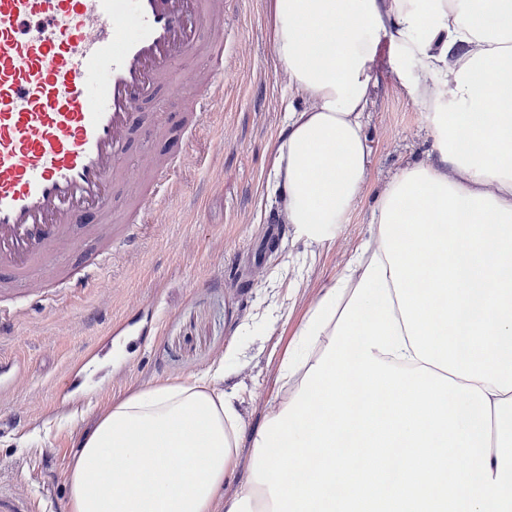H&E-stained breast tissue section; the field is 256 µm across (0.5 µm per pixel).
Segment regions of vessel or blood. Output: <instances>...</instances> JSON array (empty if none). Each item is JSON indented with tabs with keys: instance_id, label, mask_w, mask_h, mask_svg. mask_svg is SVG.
<instances>
[{
	"instance_id": "vessel-or-blood-1",
	"label": "vessel or blood",
	"mask_w": 512,
	"mask_h": 512,
	"mask_svg": "<svg viewBox=\"0 0 512 512\" xmlns=\"http://www.w3.org/2000/svg\"><path fill=\"white\" fill-rule=\"evenodd\" d=\"M224 0H0V272L29 280L0 289V333L15 305L39 297L30 281L48 252L75 244L74 226L94 215L91 238L111 253L113 238L135 245L144 214L167 194L181 153L141 160L135 196L120 160L132 137L150 142L162 122H140L155 93L190 102L189 129L202 125L224 89V41L201 33ZM207 48L213 65L192 92L171 75L181 58ZM121 212L118 231L107 228ZM0 512H39L30 497L0 490Z\"/></svg>"
}]
</instances>
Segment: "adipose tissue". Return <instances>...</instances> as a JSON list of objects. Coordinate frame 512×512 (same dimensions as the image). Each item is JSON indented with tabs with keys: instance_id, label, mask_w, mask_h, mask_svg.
Here are the masks:
<instances>
[{
	"instance_id": "ef3b65f1",
	"label": "adipose tissue",
	"mask_w": 512,
	"mask_h": 512,
	"mask_svg": "<svg viewBox=\"0 0 512 512\" xmlns=\"http://www.w3.org/2000/svg\"><path fill=\"white\" fill-rule=\"evenodd\" d=\"M265 12L300 100L272 161L296 239L333 244L366 189L381 39L417 65L410 94L438 158L388 182L251 440L220 366L117 400L69 464L70 510L512 512V0H265ZM244 452L248 475L225 495Z\"/></svg>"
}]
</instances>
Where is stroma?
<instances>
[{"label": "stroma", "mask_w": 512, "mask_h": 512, "mask_svg": "<svg viewBox=\"0 0 512 512\" xmlns=\"http://www.w3.org/2000/svg\"><path fill=\"white\" fill-rule=\"evenodd\" d=\"M224 99L186 148L172 191L158 200L139 242L114 243L105 278L48 288L28 302L0 359L14 389L0 395V489L69 512L67 469L80 438L112 400L181 382L227 362L246 433L282 397L278 366L324 288L367 239L379 195L401 169L437 156L428 119L408 93L414 63L382 43L366 113L369 182L328 248L308 252L281 223L272 153L293 94L269 42L264 0H226ZM237 356L225 361L229 344Z\"/></svg>", "instance_id": "obj_1"}]
</instances>
